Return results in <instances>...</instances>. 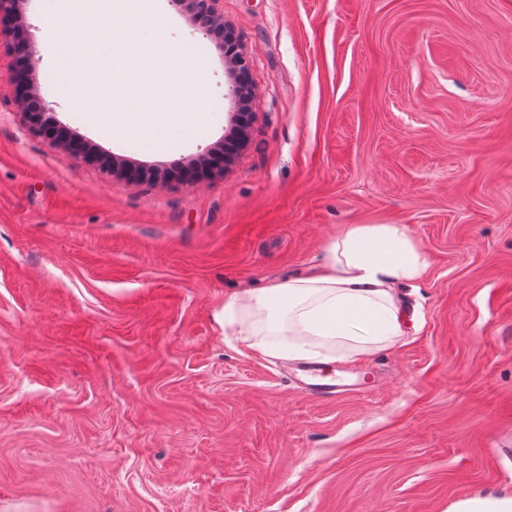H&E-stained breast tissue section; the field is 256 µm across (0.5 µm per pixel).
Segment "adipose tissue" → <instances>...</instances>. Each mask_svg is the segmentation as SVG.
Here are the masks:
<instances>
[{
  "label": "adipose tissue",
  "mask_w": 512,
  "mask_h": 512,
  "mask_svg": "<svg viewBox=\"0 0 512 512\" xmlns=\"http://www.w3.org/2000/svg\"><path fill=\"white\" fill-rule=\"evenodd\" d=\"M427 259L405 226L349 224L306 274L230 295L215 319L272 359L307 362L319 350L372 352L404 337L401 285Z\"/></svg>",
  "instance_id": "1"
}]
</instances>
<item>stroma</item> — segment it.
Wrapping results in <instances>:
<instances>
[{
    "label": "stroma",
    "mask_w": 512,
    "mask_h": 512,
    "mask_svg": "<svg viewBox=\"0 0 512 512\" xmlns=\"http://www.w3.org/2000/svg\"><path fill=\"white\" fill-rule=\"evenodd\" d=\"M208 133L115 137L54 77L46 0L31 84L96 160L30 131L0 41V512H448L512 491V0H222L255 86L245 147L225 52L179 0ZM346 224L404 225L428 266L396 345L330 362L331 403L215 314L303 274Z\"/></svg>",
    "instance_id": "35a3bbf8"
}]
</instances>
